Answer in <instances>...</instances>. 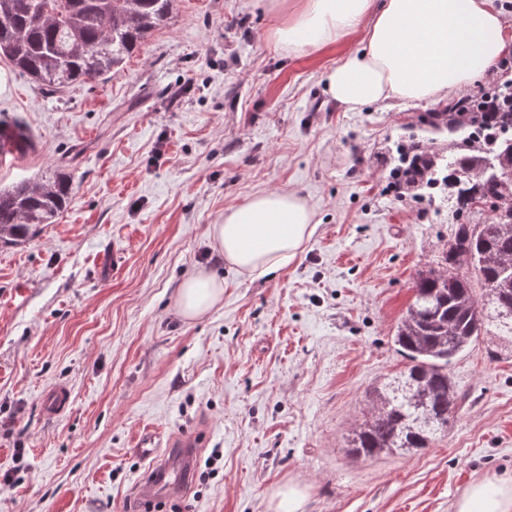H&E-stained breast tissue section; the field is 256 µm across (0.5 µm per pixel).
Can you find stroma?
<instances>
[{
	"mask_svg": "<svg viewBox=\"0 0 512 512\" xmlns=\"http://www.w3.org/2000/svg\"><path fill=\"white\" fill-rule=\"evenodd\" d=\"M270 0H175L117 74L45 93L0 60V118L32 137L0 185L64 174L66 209L0 244V512H135L143 430L200 442L191 484L154 512H454L468 486L512 476V357L490 327L448 374L461 404L429 448L356 457L352 428L403 370L396 326L455 224L448 195L390 188L400 145L452 160L459 135L426 124L442 99L350 112L323 75L361 34L296 52ZM260 191H293L317 226L302 252L250 280L209 227ZM224 281L185 320L180 283ZM67 408L48 411L55 387Z\"/></svg>",
	"mask_w": 512,
	"mask_h": 512,
	"instance_id": "stroma-1",
	"label": "stroma"
}]
</instances>
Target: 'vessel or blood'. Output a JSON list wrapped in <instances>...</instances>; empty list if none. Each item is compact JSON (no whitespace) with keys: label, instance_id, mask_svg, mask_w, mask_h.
Wrapping results in <instances>:
<instances>
[{"label":"vessel or blood","instance_id":"vessel-or-blood-1","mask_svg":"<svg viewBox=\"0 0 512 512\" xmlns=\"http://www.w3.org/2000/svg\"><path fill=\"white\" fill-rule=\"evenodd\" d=\"M137 450L149 462L148 473L136 489L140 500L153 503L178 497L185 491L199 452L195 436H177L162 445L147 433L139 439Z\"/></svg>","mask_w":512,"mask_h":512}]
</instances>
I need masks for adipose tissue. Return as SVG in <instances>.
<instances>
[{
    "mask_svg": "<svg viewBox=\"0 0 512 512\" xmlns=\"http://www.w3.org/2000/svg\"><path fill=\"white\" fill-rule=\"evenodd\" d=\"M361 30L363 48L324 75L327 94L352 112L391 98L446 96L472 84L508 46L491 0H385L378 9L373 0H301L272 37L296 50H319ZM314 220L296 193L259 192L227 208L209 234L231 268L258 280L294 260ZM223 296V282L202 272L180 286L176 307L194 320ZM455 512H512V478L472 484Z\"/></svg>",
    "mask_w": 512,
    "mask_h": 512,
    "instance_id": "obj_1",
    "label": "adipose tissue"
}]
</instances>
